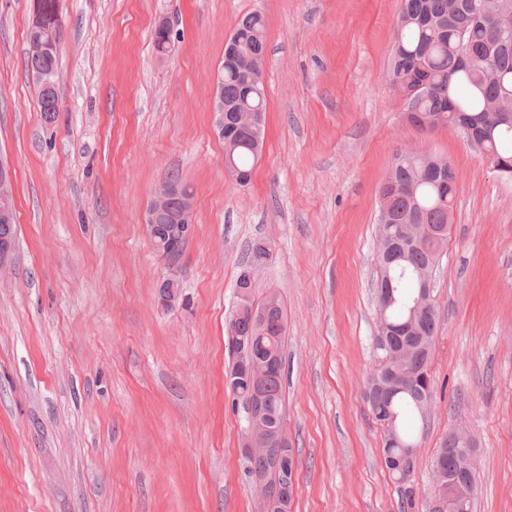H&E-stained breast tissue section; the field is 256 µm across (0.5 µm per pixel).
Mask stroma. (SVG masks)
Returning <instances> with one entry per match:
<instances>
[{
    "instance_id": "obj_1",
    "label": "stroma",
    "mask_w": 512,
    "mask_h": 512,
    "mask_svg": "<svg viewBox=\"0 0 512 512\" xmlns=\"http://www.w3.org/2000/svg\"><path fill=\"white\" fill-rule=\"evenodd\" d=\"M400 0H59L54 120L26 66L31 0H0V161L16 250L0 271V512H257L224 381L225 315L250 244L287 316L292 512H402L364 401L376 357L379 189L397 150L457 174L434 273L433 401L414 484L425 512L449 430L478 448L473 512H512V179L460 131L419 129L390 80ZM266 19L267 132L248 186L224 173L213 84L242 17ZM170 26L172 52L152 34ZM177 176L196 233L181 297L144 213Z\"/></svg>"
}]
</instances>
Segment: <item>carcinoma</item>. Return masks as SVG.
Instances as JSON below:
<instances>
[{
  "label": "carcinoma",
  "mask_w": 512,
  "mask_h": 512,
  "mask_svg": "<svg viewBox=\"0 0 512 512\" xmlns=\"http://www.w3.org/2000/svg\"><path fill=\"white\" fill-rule=\"evenodd\" d=\"M497 18L502 26L491 28ZM512 0H401L397 36L392 51V85L405 105L407 121L421 129L441 124L456 127L464 116L483 142L491 163H512V121H503L498 112L512 105ZM59 25L56 0H37L27 29V67L57 76L59 50L51 34ZM241 51L224 59V106L227 111L257 109L266 113L264 87L246 93L249 72L256 69L267 49L266 22L260 13L246 15L234 32ZM40 111L48 120L59 111L58 92L38 91ZM233 142L224 144V170L238 186L251 182L254 162L261 155L266 136L265 122L253 129H234ZM457 188V176L446 158L428 152L402 149L381 185L379 211H388L393 221L377 228L384 239L397 235L406 224L436 227L443 231L434 240L402 241L399 258L389 263L384 278L374 285L383 303L377 308L376 335L383 336L387 348L378 356L387 363L376 364L366 379L364 399L378 423L392 417V428H383L382 457L396 479L401 477L390 462L407 452L418 438L402 425V416L411 413L426 421L425 401L432 397L429 364L439 322L434 299L425 301L413 328L406 330L411 311L417 306L421 282L433 277L439 252L448 233V202ZM267 299H250L248 305H234L225 317L234 372L242 357L239 338H244L250 356L265 361L273 358V374L262 401V412L272 422L285 417L283 375L286 317L281 301H276L266 321L251 316L249 307L261 308ZM248 381L236 379L233 405L247 419L242 400ZM433 467L450 475L461 489L449 495L447 512H472L477 457L459 453L451 437H445ZM250 477L273 480L276 474L266 458L243 461Z\"/></svg>",
  "instance_id": "carcinoma-1"
}]
</instances>
